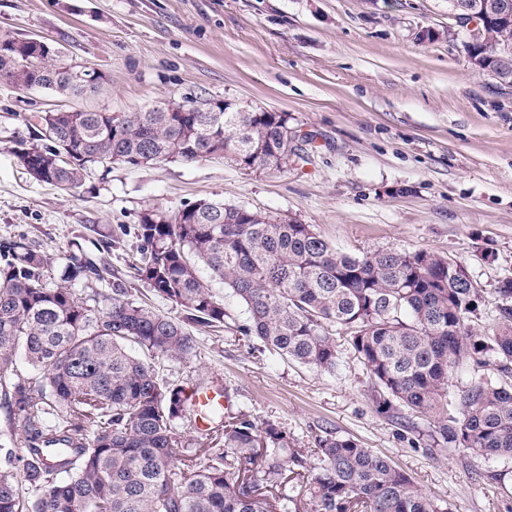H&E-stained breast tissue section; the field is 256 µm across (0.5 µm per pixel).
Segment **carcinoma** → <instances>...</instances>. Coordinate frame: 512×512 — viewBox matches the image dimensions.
Here are the masks:
<instances>
[{
    "label": "carcinoma",
    "mask_w": 512,
    "mask_h": 512,
    "mask_svg": "<svg viewBox=\"0 0 512 512\" xmlns=\"http://www.w3.org/2000/svg\"><path fill=\"white\" fill-rule=\"evenodd\" d=\"M489 65L506 68L512 21L485 30ZM55 48L0 35V81L62 97L97 88ZM211 112L56 109L38 120L45 143L22 150L35 180L80 187L111 164L231 160L246 169H285L304 159L286 112H238L225 99L182 97ZM134 270L177 310L160 313L113 289L92 307L45 273L26 236L0 242V395L21 422L0 445V512H445L392 461L357 440L325 430L295 448L282 427L246 416L195 441L177 422L188 411L181 386L154 359L186 361L189 327L224 326V302L198 266L246 306L238 332L321 373L334 374L342 350L366 370L376 412L428 421L432 448H461L489 461L512 460V305L483 331L475 318L483 289L464 265L427 250L343 252L311 224L219 200L169 211L147 208ZM102 258L79 249L66 284L99 280ZM24 352L36 375L12 378ZM464 389L449 394L463 364Z\"/></svg>",
    "instance_id": "obj_1"
}]
</instances>
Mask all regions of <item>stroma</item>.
Instances as JSON below:
<instances>
[{"label": "stroma", "instance_id": "stroma-1", "mask_svg": "<svg viewBox=\"0 0 512 512\" xmlns=\"http://www.w3.org/2000/svg\"><path fill=\"white\" fill-rule=\"evenodd\" d=\"M448 0H0V35L36 37L104 81L79 100L0 83V241L25 235L59 277L73 243L100 252L103 280L72 288L103 305L114 285L164 313L131 269L142 210L221 200L285 214L336 248L428 250L462 263L483 288L479 327L505 304L512 277V90L474 71ZM436 32L418 40L419 28ZM288 113L310 142L307 161L254 170L217 159L96 171L73 191L32 179L19 153L36 114L53 109L133 112L186 95ZM233 326L193 328L196 355L157 360L185 390L214 377L225 417L284 428L295 447L332 430L390 457L448 512H512V460L416 444L376 412L368 376L343 355L330 376L237 333L247 311L223 284Z\"/></svg>", "mask_w": 512, "mask_h": 512}]
</instances>
